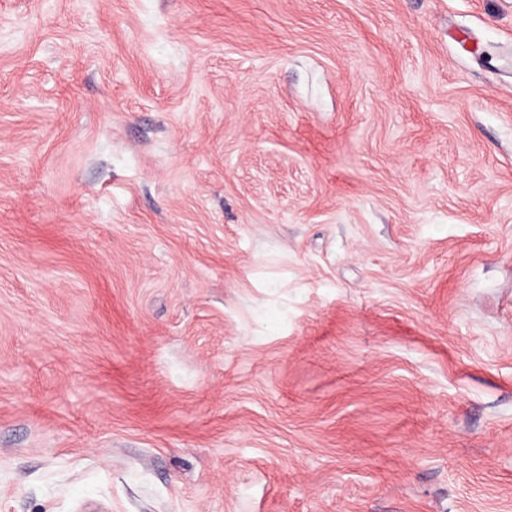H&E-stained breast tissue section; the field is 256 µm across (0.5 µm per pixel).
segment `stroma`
Instances as JSON below:
<instances>
[{
	"mask_svg": "<svg viewBox=\"0 0 512 512\" xmlns=\"http://www.w3.org/2000/svg\"><path fill=\"white\" fill-rule=\"evenodd\" d=\"M0 512H512V0H0Z\"/></svg>",
	"mask_w": 512,
	"mask_h": 512,
	"instance_id": "stroma-1",
	"label": "stroma"
}]
</instances>
